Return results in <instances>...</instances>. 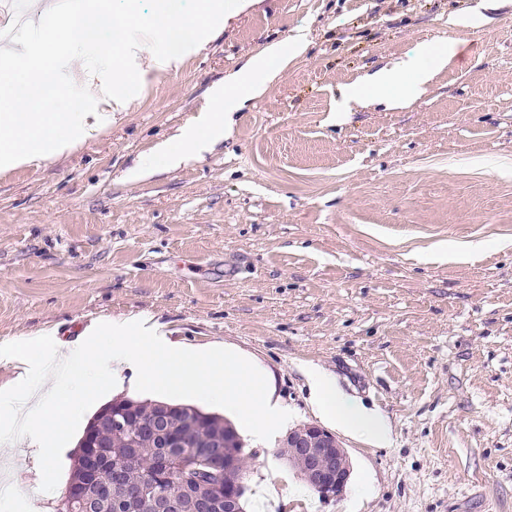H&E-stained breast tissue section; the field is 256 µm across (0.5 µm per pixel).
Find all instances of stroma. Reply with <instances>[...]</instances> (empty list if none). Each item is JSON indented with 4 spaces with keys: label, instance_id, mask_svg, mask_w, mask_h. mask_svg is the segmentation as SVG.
I'll return each instance as SVG.
<instances>
[{
    "label": "stroma",
    "instance_id": "35a3bbf8",
    "mask_svg": "<svg viewBox=\"0 0 512 512\" xmlns=\"http://www.w3.org/2000/svg\"><path fill=\"white\" fill-rule=\"evenodd\" d=\"M455 53L406 107L365 77ZM288 63L202 158L140 157L273 43ZM136 111L40 167L0 172V344H79L150 314L171 341L252 354L315 424L307 367L379 411L340 435L351 477L319 499L247 442L246 512H512V0H249ZM35 446L0 448V512H56Z\"/></svg>",
    "mask_w": 512,
    "mask_h": 512
}]
</instances>
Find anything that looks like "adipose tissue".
Returning <instances> with one entry per match:
<instances>
[{
  "instance_id": "1",
  "label": "adipose tissue",
  "mask_w": 512,
  "mask_h": 512,
  "mask_svg": "<svg viewBox=\"0 0 512 512\" xmlns=\"http://www.w3.org/2000/svg\"><path fill=\"white\" fill-rule=\"evenodd\" d=\"M240 11L226 0H158L152 16L140 21L136 8L119 17L79 6L69 12L48 5L38 29L22 50L5 55L12 74L0 80V170L37 166L49 155L69 152L78 142L95 136L101 113L130 111L136 101L133 83L149 74L178 69L184 53L169 41L180 35L196 44L201 34L219 33ZM92 47V64L74 69L80 49ZM286 62L280 44L247 60L214 88L209 111L201 113L181 134L162 145L154 157L140 160L134 176L150 174L158 166L175 167L224 136V121L263 93ZM428 69L412 56L399 67L372 74L368 84L390 107L404 106L421 91ZM310 402L346 433L379 445L388 444L391 427L371 410L338 390L333 378L319 369L308 372Z\"/></svg>"
}]
</instances>
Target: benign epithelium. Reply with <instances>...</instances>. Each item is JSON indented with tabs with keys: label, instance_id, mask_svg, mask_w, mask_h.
Instances as JSON below:
<instances>
[{
	"label": "benign epithelium",
	"instance_id": "benign-epithelium-1",
	"mask_svg": "<svg viewBox=\"0 0 512 512\" xmlns=\"http://www.w3.org/2000/svg\"><path fill=\"white\" fill-rule=\"evenodd\" d=\"M126 402L124 397L115 398L89 420L74 453V463L80 471L81 480L68 483L57 512H91L92 503L85 496L84 487L96 484L102 470L108 465V458L102 451L106 447L102 440L105 424L112 422L114 435L125 433L123 414ZM185 442L184 437H168V451L155 460L154 467L167 474L177 475L183 493L196 485L224 486V501L204 500L201 503L202 512H219L221 508L224 512H241L240 500L245 491L243 477L239 476L234 482L224 484L228 473L236 470V455L229 453L228 449L242 446L241 437L226 430L224 443H208L195 449L194 454L203 458L206 465V470L201 474L191 463L190 456L181 452ZM282 445L288 449V462L298 469L300 478L316 489L323 499L331 501L343 493L351 469L347 454L335 435L320 426L305 424L289 431ZM150 507L156 512H180L181 501L176 496L154 498Z\"/></svg>",
	"mask_w": 512,
	"mask_h": 512
}]
</instances>
